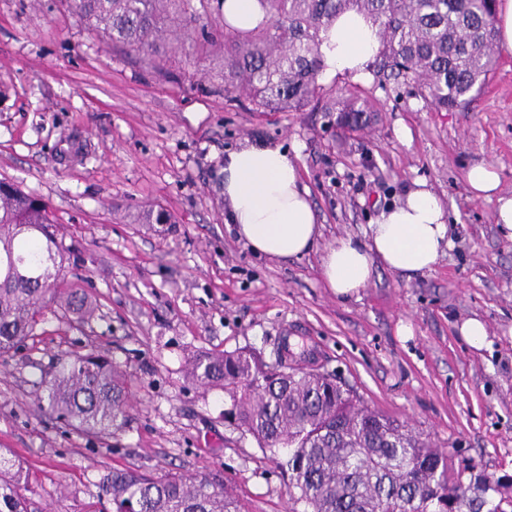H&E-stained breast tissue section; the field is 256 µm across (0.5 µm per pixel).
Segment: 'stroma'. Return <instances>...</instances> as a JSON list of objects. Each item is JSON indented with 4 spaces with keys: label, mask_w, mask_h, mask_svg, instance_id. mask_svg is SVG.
I'll return each mask as SVG.
<instances>
[{
    "label": "stroma",
    "mask_w": 512,
    "mask_h": 512,
    "mask_svg": "<svg viewBox=\"0 0 512 512\" xmlns=\"http://www.w3.org/2000/svg\"><path fill=\"white\" fill-rule=\"evenodd\" d=\"M324 88L369 101L365 125L339 131L312 107L254 111L225 97L219 59L173 53L158 66L100 40L66 0H0V178L49 204L79 257L67 283L98 305L81 326L46 311L0 358V448L28 474L30 512H112L103 483L127 468L216 474L246 512H292L286 453L241 438L224 421L228 395L186 373L199 353L273 360L285 339L364 406L420 432L449 476L473 467L512 487V238L495 201L466 182L485 163L512 194V53L453 112L371 74ZM247 138L296 146L321 244L365 239L423 180L448 210L450 248L410 278L376 267L348 299L323 284L320 251L254 255L224 222L220 182L225 150ZM160 208L171 223L144 222ZM469 317L487 327L482 350L456 330ZM88 352L127 372L129 420L113 436L76 433L36 407L41 376Z\"/></svg>",
    "instance_id": "obj_1"
}]
</instances>
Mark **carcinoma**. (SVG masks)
Returning a JSON list of instances; mask_svg holds the SVG:
<instances>
[{
    "label": "carcinoma",
    "instance_id": "carcinoma-1",
    "mask_svg": "<svg viewBox=\"0 0 512 512\" xmlns=\"http://www.w3.org/2000/svg\"><path fill=\"white\" fill-rule=\"evenodd\" d=\"M99 37L162 62L169 24L190 15L191 0H67ZM268 23L227 27L221 9L210 30L176 38L170 51L224 58V92L245 96L259 112H302L322 100L321 33L347 12L378 27L382 48L372 73L420 86L438 111L464 108L497 65L492 0H260ZM336 127L355 130L371 104L340 96L325 108ZM64 247L48 205L0 180V357L35 335L55 307L80 325L97 305L65 286ZM288 345L275 361L252 350L206 353L191 379L224 390L228 420L258 447L288 449V494L306 512H483L500 480L485 473L448 476L447 456L419 436L359 405L330 374L292 366ZM38 409L85 435H110L129 419L121 365L79 354L41 377ZM27 475L0 449V512H28ZM103 491L112 512H242L221 479L115 470Z\"/></svg>",
    "mask_w": 512,
    "mask_h": 512
}]
</instances>
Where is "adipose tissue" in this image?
I'll return each instance as SVG.
<instances>
[{
	"instance_id": "1",
	"label": "adipose tissue",
	"mask_w": 512,
	"mask_h": 512,
	"mask_svg": "<svg viewBox=\"0 0 512 512\" xmlns=\"http://www.w3.org/2000/svg\"><path fill=\"white\" fill-rule=\"evenodd\" d=\"M325 77L363 76L376 60L381 39L364 15L346 13L321 35ZM224 221L258 255L273 260L305 255L321 236L309 189L300 169L282 145L245 140L227 150L222 170ZM475 197L495 198L494 221L512 235V196L500 191L498 173L477 163L466 172ZM448 213L426 182H416L397 205L370 225L367 241L336 237L325 248L321 276L341 298L351 297L370 281L376 266L409 277L431 270L451 245Z\"/></svg>"
}]
</instances>
